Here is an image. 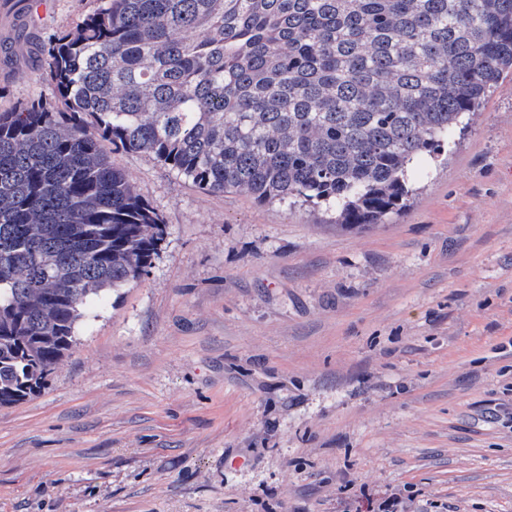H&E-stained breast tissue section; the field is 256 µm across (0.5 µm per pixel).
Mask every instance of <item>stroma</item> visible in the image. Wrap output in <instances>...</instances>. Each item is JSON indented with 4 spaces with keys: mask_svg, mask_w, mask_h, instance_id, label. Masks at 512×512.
Returning a JSON list of instances; mask_svg holds the SVG:
<instances>
[{
    "mask_svg": "<svg viewBox=\"0 0 512 512\" xmlns=\"http://www.w3.org/2000/svg\"><path fill=\"white\" fill-rule=\"evenodd\" d=\"M97 6L0 0V112ZM114 160L166 238L0 407V512H512V70L364 230Z\"/></svg>",
    "mask_w": 512,
    "mask_h": 512,
    "instance_id": "1",
    "label": "stroma"
}]
</instances>
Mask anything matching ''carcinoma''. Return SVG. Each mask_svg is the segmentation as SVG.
Segmentation results:
<instances>
[{
	"label": "carcinoma",
	"instance_id": "1",
	"mask_svg": "<svg viewBox=\"0 0 512 512\" xmlns=\"http://www.w3.org/2000/svg\"><path fill=\"white\" fill-rule=\"evenodd\" d=\"M46 68L66 111L0 112V407L44 389L165 239L110 155L382 224L512 68V0H100Z\"/></svg>",
	"mask_w": 512,
	"mask_h": 512
}]
</instances>
